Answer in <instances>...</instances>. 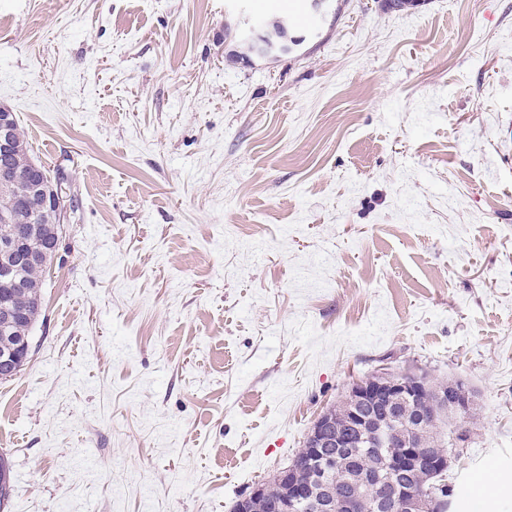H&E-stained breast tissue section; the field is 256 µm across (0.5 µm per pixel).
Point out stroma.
Here are the masks:
<instances>
[{"label": "stroma", "instance_id": "obj_1", "mask_svg": "<svg viewBox=\"0 0 512 512\" xmlns=\"http://www.w3.org/2000/svg\"><path fill=\"white\" fill-rule=\"evenodd\" d=\"M0 0V106L78 208L0 381V512H233L379 367L465 381L512 512V0Z\"/></svg>", "mask_w": 512, "mask_h": 512}]
</instances>
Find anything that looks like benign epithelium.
<instances>
[{
  "mask_svg": "<svg viewBox=\"0 0 512 512\" xmlns=\"http://www.w3.org/2000/svg\"><path fill=\"white\" fill-rule=\"evenodd\" d=\"M14 141V113L0 108V152L6 154L12 148ZM27 206L33 211L51 208L56 212L58 223H64L67 214V206L62 191L48 192L42 183L30 185L25 198ZM0 279L12 288H22L24 283L17 278V271L27 265L41 262V258L34 253L21 249L14 237H6L0 240ZM31 344L26 336L14 339V342L3 347L0 345V377L11 378L15 376L27 361ZM353 406L349 409L347 425L364 433L363 441L372 443L376 441L379 432L369 429L372 420L371 415L365 412V408L373 404H385V410L391 411L392 407L400 402H408L417 397H425L431 402V418L450 411L461 414L467 411L475 402V392L462 380L453 382L448 387V392H443L432 383L427 375L416 372L391 373L381 368L368 377L352 383L349 389ZM332 429L330 413H322L312 425L307 438L306 446L311 451V464L314 468L323 471L328 467V457L322 448L328 444L327 435ZM466 435L458 431L453 435V447L448 449V454L439 456L430 449L415 444L414 440L406 436L400 443V454L391 457L374 471H367L361 475L358 486L351 492L338 493L334 486L323 482L322 477L317 480L322 482L325 497L318 501L311 493L312 486L288 483V503L274 504L271 512H288V507L312 502L318 512H332L341 508L344 512H358V504L363 500L361 488H371L379 492L377 499L391 501L403 512H426L428 500L415 495L410 490L401 489L388 480V476L400 473L408 469L441 470L448 466V456L456 454L465 447ZM264 494V487L256 486L252 492L238 500L235 512H253Z\"/></svg>",
  "mask_w": 512,
  "mask_h": 512,
  "instance_id": "7a95c632",
  "label": "benign epithelium"
}]
</instances>
